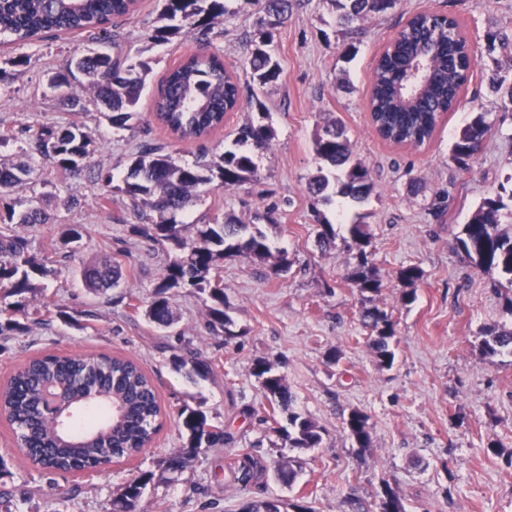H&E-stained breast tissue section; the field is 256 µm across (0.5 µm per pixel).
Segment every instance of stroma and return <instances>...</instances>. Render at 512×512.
<instances>
[{"label":"stroma","instance_id":"1","mask_svg":"<svg viewBox=\"0 0 512 512\" xmlns=\"http://www.w3.org/2000/svg\"><path fill=\"white\" fill-rule=\"evenodd\" d=\"M226 15L209 35L184 28L166 41L154 40L162 0H137L136 11L114 22L116 52L149 61L152 71L132 129L118 130L91 101V91L73 87L84 109L71 107L64 91L49 86L52 72L71 59L96 51L84 36L45 34L25 45L0 46V130L34 135L42 127L75 123L96 150L77 173L36 163L34 182L24 198L48 209L51 223L17 225L30 250L55 274L44 280L33 306L50 312L48 325L31 334L0 341V381L29 358L43 353L104 352L136 359L152 378L166 410L160 432L148 449L93 475L36 469L19 452L14 435L0 421V455L12 471L7 489H19L17 512H112L117 488L141 471L157 470L159 460L181 448L185 436L176 411L202 405L213 423L232 432L233 443L201 449L179 480L156 478L137 512H240L250 499L277 496L312 512H378L385 488L402 499L406 512H512V355L483 357L479 345L488 329L512 328V287L495 273L479 270L458 248L456 238L477 205L512 173V109L502 106L488 78L496 57L486 54V35L512 34V0H397L394 9L369 18L356 56L340 58L343 37L328 0H299L275 35L281 75L243 103L222 130L198 142H181L154 120L152 99L166 69L187 53H219L225 66L249 87L246 69L256 16L240 0H224ZM430 10L455 16L467 38L481 48L474 76L459 108L442 118L432 140L419 148L395 146L372 130L366 96L376 57L406 18ZM265 104L275 130L269 151L256 158L259 181L234 188L211 183L197 190L180 219L208 224L237 220L257 223L273 251L286 253L290 267L241 257L225 259L224 308L235 322L233 337L217 342L200 326L208 296L183 289L172 300L177 324L169 331L150 325L142 311L168 261L165 246L136 235L137 214L124 194L110 206L99 196L105 176L122 183L139 144L164 143L181 163L201 151L234 147V129ZM485 112L493 124L483 150L462 170L448 160L454 136L473 113ZM345 129L353 157L374 182L367 201L355 204L340 195L315 200L308 182L320 166L313 139L324 119ZM446 190L451 205L434 218L426 209L433 193ZM79 206L69 207L70 198ZM275 207L273 221H254L255 213ZM364 215L371 244L368 266L383 282L374 299L392 323L391 369L379 368L361 322L365 305L348 280L356 252L344 239L356 215ZM332 224L335 249L316 245L317 218ZM84 228L79 251L67 258L57 227ZM109 254L122 268L118 287L99 294L79 275L81 264ZM414 265L420 278L407 285L403 268ZM414 292L405 302V292ZM97 309L85 322L80 312ZM191 339L214 359V374L190 383L171 362L176 336ZM269 362L284 375L296 411L322 428L321 447H285L261 418L268 401L252 368ZM252 415H245V408ZM368 417L369 447H358L344 423L351 410ZM248 451L266 467L279 456L297 459L293 487L273 474L242 488L231 464ZM197 493H190V486Z\"/></svg>","mask_w":512,"mask_h":512}]
</instances>
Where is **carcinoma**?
<instances>
[{
  "label": "carcinoma",
  "mask_w": 512,
  "mask_h": 512,
  "mask_svg": "<svg viewBox=\"0 0 512 512\" xmlns=\"http://www.w3.org/2000/svg\"><path fill=\"white\" fill-rule=\"evenodd\" d=\"M136 0H0V38L10 42L30 40L43 32L89 33V38L103 45L116 43L108 24L116 17L133 11ZM161 19L168 24L155 30V39L166 41L191 22L208 34L210 25L226 13L224 0H163ZM259 5L264 13L257 23L253 48L248 55L250 76L261 87L277 81L279 64L274 54V31L288 19L290 0H242ZM339 11V23L347 29L370 15L392 10L397 0H329ZM487 49L500 50L505 65L512 72V40L487 35ZM470 47L460 22L439 17L434 12H418L409 17L387 42L375 60L370 81L369 113L379 136L394 144L422 146L436 129L439 118L455 110L461 92L471 81L473 67ZM81 66L90 77L97 100L107 109L105 117L112 126L130 128L139 117L137 105L151 72L147 61L132 62L120 55L99 53L87 56ZM77 80L72 65L50 76L57 90L69 89ZM242 97L241 84L224 67L216 54H190L169 66L153 99L156 120L179 140H201L224 126L228 114L237 111ZM492 131L487 113L475 112L471 121L458 133L450 148V160L465 169L482 149ZM273 139L270 113L259 105V113L238 127L234 144L211 156L201 152L193 164H179L161 144L149 143L138 151L124 179V186L104 180L107 192H123L140 218L133 232L156 243L167 245L174 253L163 269L144 316L159 329L176 322L169 294L175 288H189L206 294L214 303L203 322V331L211 337H232L233 324L224 312V287L220 281L218 261L241 256L264 262L273 257L266 236L257 230L245 234L247 225L227 223L185 224L177 221L191 192L201 184L219 180L221 186H237L258 181L257 154L269 149ZM91 140L76 123L44 126L22 148V158L0 160V202L8 218L23 201L14 197L29 183L37 160H50L60 170L76 172L89 156ZM314 151L324 164L343 174L337 179V193L353 202L364 201L373 189L366 166L352 158L349 140L342 127L326 121L314 138ZM500 192L483 199L457 237L458 247L481 270L497 272L512 285V231L502 229V211L508 208L505 198L512 191L505 185ZM316 196L329 199L330 180L319 173L309 183ZM351 244L359 262L348 279L361 293L378 295L382 281L368 267L366 248L370 245L367 225L359 220L349 225ZM55 274L45 261L32 255L26 237L7 227H0V294L16 301L0 306V335L24 333L28 326L14 319L29 317L26 295L41 290V279ZM85 281L93 288H114L120 274L112 259L102 258L83 268ZM364 327L374 332L370 348L381 368L390 369L395 353L390 348L392 324L387 314L376 306L362 311ZM482 354L496 357L512 354V329L494 331L481 344ZM175 367L193 383L206 381L214 372V360L199 349L184 343L173 354ZM253 375L262 380L270 404V413L261 421L276 419L278 412L288 414V426L281 438L290 448H318L323 442L322 428L309 416L293 410V395L285 378L264 362H256ZM57 384L59 404L66 410L86 413L104 407L112 412L93 431L75 426L64 427L54 411L41 399V388L48 382ZM162 407L156 388L140 365L124 357L104 353L76 356L48 354L29 359L5 384L0 385V417L12 428L17 447L34 466L55 472L81 473L89 464L107 465L133 454L153 440L160 429ZM178 418L186 442L160 463L161 473L182 475L200 449L228 445L231 433L211 423L201 406L184 404ZM349 435L361 448L371 442L367 416L357 409L346 419ZM237 480L246 488L266 472L249 454L238 456ZM297 462L280 459L275 465L277 479L292 485ZM155 473L144 471L124 485L116 500L126 512H136ZM380 512H405L401 498L385 487Z\"/></svg>",
  "instance_id": "obj_1"
}]
</instances>
